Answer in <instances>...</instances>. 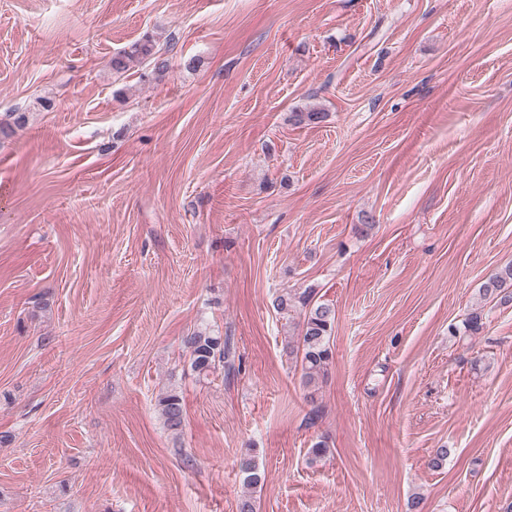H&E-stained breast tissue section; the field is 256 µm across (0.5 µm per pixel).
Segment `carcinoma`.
Returning <instances> with one entry per match:
<instances>
[{"label": "carcinoma", "instance_id": "cac0c4a2", "mask_svg": "<svg viewBox=\"0 0 512 512\" xmlns=\"http://www.w3.org/2000/svg\"><path fill=\"white\" fill-rule=\"evenodd\" d=\"M150 64L153 71L162 72L164 62L158 56L153 36L145 34L129 47L115 53L111 59L112 70L116 73L128 71L133 65ZM326 113L319 109L296 110L291 120L298 125H315L323 122ZM483 295L499 300L503 304L512 303V264L506 265L492 277L483 288ZM274 307L285 313L298 314L296 344L289 347V355L300 360L302 383L307 388L318 385L324 378L332 358L330 339L336 320L335 310L329 305L312 302V294L284 292L274 303ZM183 345L189 353L190 368L198 376L206 377L223 367L227 374L236 371L235 350L232 338L215 333L209 328H198L183 338ZM156 408L164 428L178 437L185 424V408L180 392L168 388L158 394ZM240 469L245 484L255 489L264 483L256 456L248 453L240 460Z\"/></svg>", "mask_w": 512, "mask_h": 512}]
</instances>
